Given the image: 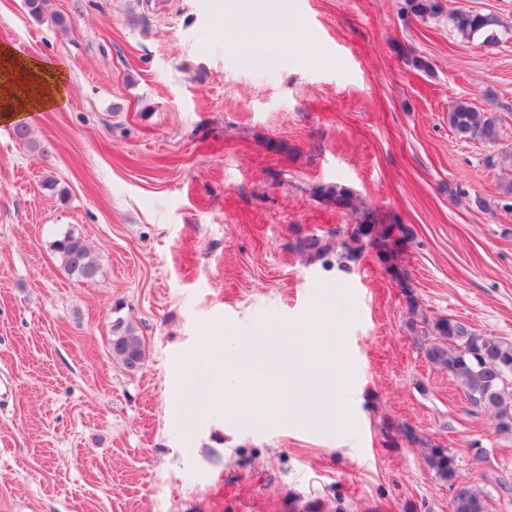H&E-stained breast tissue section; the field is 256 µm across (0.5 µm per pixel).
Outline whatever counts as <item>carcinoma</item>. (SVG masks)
Masks as SVG:
<instances>
[{
	"instance_id": "obj_1",
	"label": "carcinoma",
	"mask_w": 512,
	"mask_h": 512,
	"mask_svg": "<svg viewBox=\"0 0 512 512\" xmlns=\"http://www.w3.org/2000/svg\"><path fill=\"white\" fill-rule=\"evenodd\" d=\"M407 8L421 19L435 18L441 13L438 0H407ZM448 26L466 39L484 38L486 43L497 41L498 19L494 15L455 9L448 12ZM448 125L462 141L494 144L499 139L497 118L490 112H480L469 103L456 100L448 110ZM316 198L352 217L347 225L343 251L336 255L342 269L356 262L367 249H373L386 271L397 270L395 245L414 238L413 228L386 219L367 206L352 189L345 186L317 188ZM63 269L83 280H93L99 264L86 240L67 234L55 242ZM298 250L311 261L323 258L331 249L330 243L315 235L297 242ZM410 329H421L424 342L421 348L427 361L436 369L448 372L464 389L475 411L488 414L503 432H512V341L477 333L463 322L448 316L428 318L410 308ZM422 326H417V323ZM112 358L127 371L142 368L144 345L137 328L131 324L113 326L110 342ZM396 435L424 449L423 458L435 479L453 491L452 512H486L483 490L458 482L459 464L454 454L415 435L408 427L396 429Z\"/></svg>"
}]
</instances>
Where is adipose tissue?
<instances>
[{"label":"adipose tissue","instance_id":"obj_1","mask_svg":"<svg viewBox=\"0 0 512 512\" xmlns=\"http://www.w3.org/2000/svg\"><path fill=\"white\" fill-rule=\"evenodd\" d=\"M234 22L223 27L224 43L254 67L290 60V44H305L306 35L288 0H274L254 10L245 0H232ZM62 78L50 64L0 46V120L18 112H40L57 104Z\"/></svg>","mask_w":512,"mask_h":512}]
</instances>
